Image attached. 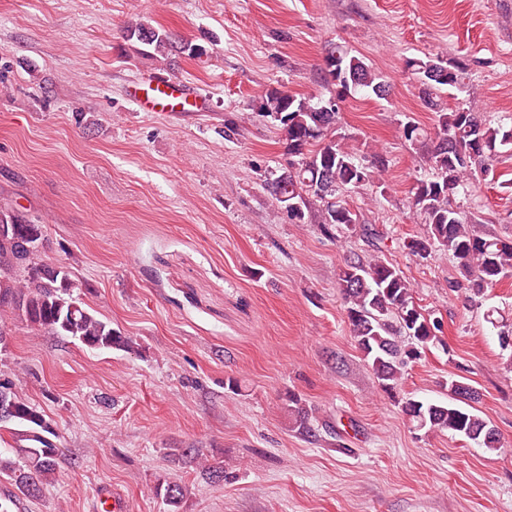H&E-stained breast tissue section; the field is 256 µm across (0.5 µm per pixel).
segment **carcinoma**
I'll list each match as a JSON object with an SVG mask.
<instances>
[{"instance_id": "obj_1", "label": "carcinoma", "mask_w": 512, "mask_h": 512, "mask_svg": "<svg viewBox=\"0 0 512 512\" xmlns=\"http://www.w3.org/2000/svg\"><path fill=\"white\" fill-rule=\"evenodd\" d=\"M126 39L142 46L150 58H169L174 52L189 58L208 54L206 46L144 23L127 27ZM406 67L420 83V99L435 114L427 129L412 118L400 124L401 136L411 143H432L428 155L431 173L418 179L410 190L409 205L427 225V237L405 244L412 254L424 258L444 251L456 262L460 280L467 285L466 300L475 302L484 291L512 274V239L468 224L461 216L458 197L475 189L474 181L492 171L499 146L512 145V127L491 124L472 106L458 103L450 108V91L465 92L468 63L460 58L427 56L409 58ZM327 95L300 97L273 88L261 98L253 113L272 121L281 134L288 161L269 173L264 186L271 198L294 224L310 222L332 235L344 229L358 231L373 240L375 233L360 222L345 199V193L380 183L388 160L374 155L366 166L356 160L336 134V124L347 99L358 93L385 99L388 82L363 59L341 47L330 48L322 69ZM7 224H36L38 220L17 209L4 211ZM69 272H57L39 254L23 247L17 238L0 237V314L11 312L28 326L79 341L90 349L137 351L136 341L99 318L70 287ZM338 288L346 305L351 337L362 352L381 391L394 398L410 363L425 350L444 345L440 320L417 305L409 282L380 256L357 254L346 260ZM452 396L446 402L400 400L402 412L418 430H446L477 442L493 453L501 447L500 437L490 422L476 412L472 403L479 394L460 380L448 381ZM0 398L12 411L0 416V430L10 433L12 455L0 454V477L13 487L12 497H36L52 479L62 454L55 429L45 415L23 398L12 380L0 377ZM288 413L293 428L302 434L313 431L312 410L301 398L289 397ZM174 464L191 465L211 483L226 479L224 461L208 458L200 448H168ZM156 497L169 512H182L188 488L176 481H160Z\"/></svg>"}]
</instances>
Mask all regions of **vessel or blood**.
<instances>
[{"label":"vessel or blood","instance_id":"b4317fda","mask_svg":"<svg viewBox=\"0 0 512 512\" xmlns=\"http://www.w3.org/2000/svg\"><path fill=\"white\" fill-rule=\"evenodd\" d=\"M129 94L143 112H202L207 106L203 94L171 78H143L131 85Z\"/></svg>","mask_w":512,"mask_h":512}]
</instances>
